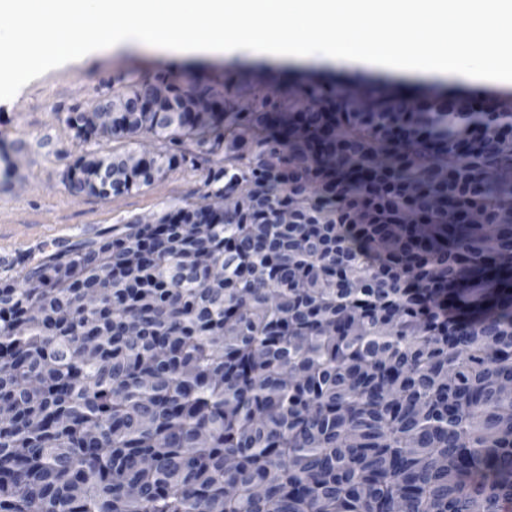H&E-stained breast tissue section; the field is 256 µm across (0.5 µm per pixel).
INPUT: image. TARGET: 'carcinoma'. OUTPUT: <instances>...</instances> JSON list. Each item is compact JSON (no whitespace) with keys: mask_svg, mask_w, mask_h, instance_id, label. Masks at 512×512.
Instances as JSON below:
<instances>
[{"mask_svg":"<svg viewBox=\"0 0 512 512\" xmlns=\"http://www.w3.org/2000/svg\"><path fill=\"white\" fill-rule=\"evenodd\" d=\"M112 97L63 118L153 139L112 194L203 193L0 282V512H512V112L231 72ZM125 105L123 102L112 100V96L98 102L92 112H84L86 121L94 126L102 125L107 122L108 117L113 112H124Z\"/></svg>","mask_w":512,"mask_h":512,"instance_id":"1","label":"carcinoma"}]
</instances>
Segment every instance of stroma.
<instances>
[{
  "label": "stroma",
  "instance_id": "1",
  "mask_svg": "<svg viewBox=\"0 0 512 512\" xmlns=\"http://www.w3.org/2000/svg\"><path fill=\"white\" fill-rule=\"evenodd\" d=\"M195 68L211 75L234 70L242 74H271L284 69L298 77H333L341 83L378 81L409 88L413 96L438 93L478 107L512 102V91L471 90L441 81H418L360 71L345 65H301L260 57H223L189 53L173 57L126 44L89 60H52L26 87L0 94V279L20 281L23 263L56 244L93 239L115 224L149 216L164 203L197 199L202 192L199 173L179 169L152 186L120 197L69 195L62 182L67 165L79 156L104 154L108 141L81 143L62 122L72 109L88 110L113 88L164 70ZM50 137L52 150L37 142Z\"/></svg>",
  "mask_w": 512,
  "mask_h": 512
}]
</instances>
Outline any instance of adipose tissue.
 Returning a JSON list of instances; mask_svg holds the SVG:
<instances>
[{
	"label": "adipose tissue",
	"instance_id": "ef3b65f1",
	"mask_svg": "<svg viewBox=\"0 0 512 512\" xmlns=\"http://www.w3.org/2000/svg\"><path fill=\"white\" fill-rule=\"evenodd\" d=\"M41 18L33 27L32 18ZM383 33L363 40L351 20ZM128 43L185 53L203 30L205 52L291 64L341 63L374 73L512 89V0H0V90L18 89L47 61Z\"/></svg>",
	"mask_w": 512,
	"mask_h": 512
}]
</instances>
